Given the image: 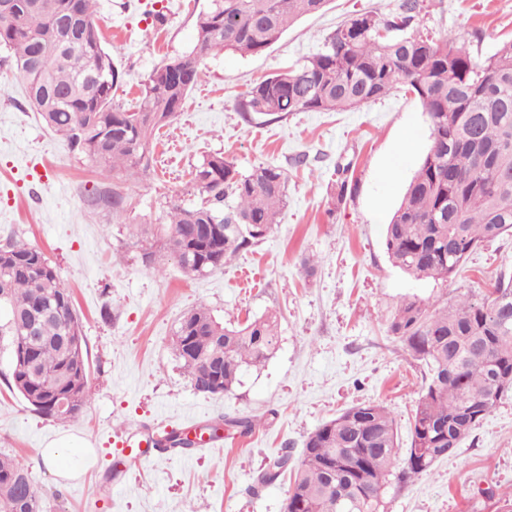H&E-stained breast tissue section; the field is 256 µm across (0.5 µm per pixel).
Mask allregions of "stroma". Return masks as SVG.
<instances>
[{"mask_svg": "<svg viewBox=\"0 0 512 512\" xmlns=\"http://www.w3.org/2000/svg\"><path fill=\"white\" fill-rule=\"evenodd\" d=\"M399 0H328L293 22L265 53L204 58L181 111L156 141L153 166L116 181L72 152L33 111L19 80L0 96V241L40 249L70 286L91 364V398L77 423L42 418L0 381V454L24 460L45 512H284L289 479L256 477L286 454L299 463L307 436L342 410L388 408L409 437L426 367L388 330L400 302L480 298L512 268V235L483 243L447 284L417 280L390 262L384 227L429 145L422 104L406 85L346 112H291L279 121L238 110L250 85L315 53L343 21L371 11L391 17ZM209 0H97L103 44L125 73L114 94L132 107L150 71L191 51L195 18ZM414 30L465 39L484 60L512 39V0H423ZM223 153L241 173L274 164L288 173V203L274 231L224 269L199 277L176 260L143 264L130 230L163 224L171 202L190 197V172ZM122 184V216L96 206L94 192ZM112 308L103 321V305ZM205 305L223 322L274 312L279 348L242 386L197 393L171 347L177 320ZM198 418L254 417L252 433L225 429L219 449L169 452L122 480L109 479L120 433ZM67 434L87 440L95 462L61 477L40 450ZM512 500V397L485 417L455 452L409 482L391 480L382 512H497Z\"/></svg>", "mask_w": 512, "mask_h": 512, "instance_id": "1", "label": "stroma"}]
</instances>
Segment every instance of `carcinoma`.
<instances>
[{
  "label": "carcinoma",
  "mask_w": 512,
  "mask_h": 512,
  "mask_svg": "<svg viewBox=\"0 0 512 512\" xmlns=\"http://www.w3.org/2000/svg\"><path fill=\"white\" fill-rule=\"evenodd\" d=\"M76 2L73 22L69 0H11L13 22L0 27V46L44 126L108 173L149 166L155 131L182 109L204 57L262 54L328 0H211L196 16L194 49L155 66L132 111L112 102L123 72L102 44L96 0ZM420 10V0H400L390 19L365 12L344 21L302 64L253 83L242 111L279 120L352 110L409 85L429 119L430 144L386 225L385 247L409 277L446 283L482 243L512 231V41L476 63L456 36L438 43L407 32ZM192 184L197 203L175 201L168 224L140 230L134 246L145 263L166 255L188 276L210 274L270 234L287 202L284 169L268 164L242 174L222 153L195 167ZM95 202L121 215L126 196L115 184ZM388 330L427 368L408 446L400 447L385 406L343 411L310 433L291 468L296 512H380L397 461L400 481L428 472L512 394V385L495 384L512 378V271H501L475 301L436 307L406 299ZM278 343L277 314L224 324L200 304L179 318L171 347L193 389L216 395L233 393ZM0 352L8 354L4 380L34 412L80 419L90 362L72 291L42 251L15 239L0 245ZM64 393L72 404L61 417L55 398ZM224 426L246 434L253 421L222 419L210 429ZM164 440L181 451L193 445L179 430ZM41 510L24 463L0 456V512Z\"/></svg>",
  "instance_id": "cac0c4a2"
}]
</instances>
